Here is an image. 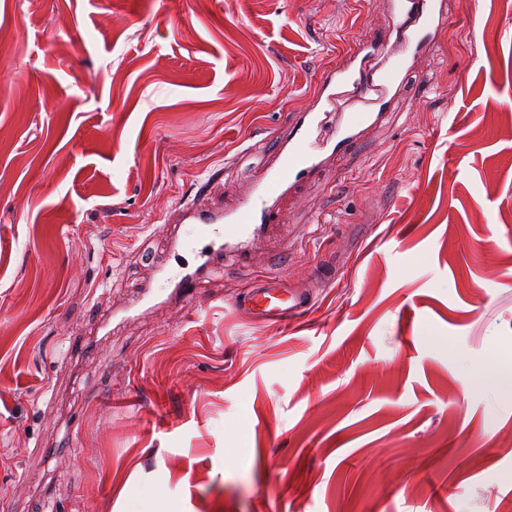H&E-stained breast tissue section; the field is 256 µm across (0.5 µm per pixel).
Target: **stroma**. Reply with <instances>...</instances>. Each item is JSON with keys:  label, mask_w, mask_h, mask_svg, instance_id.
<instances>
[{"label": "stroma", "mask_w": 512, "mask_h": 512, "mask_svg": "<svg viewBox=\"0 0 512 512\" xmlns=\"http://www.w3.org/2000/svg\"><path fill=\"white\" fill-rule=\"evenodd\" d=\"M396 110L209 303L112 332L165 212L272 143L385 0H0V512H495L512 494V0H446ZM336 267L306 318L245 286Z\"/></svg>", "instance_id": "1"}]
</instances>
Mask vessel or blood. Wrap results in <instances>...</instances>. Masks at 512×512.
<instances>
[{"instance_id":"1","label":"vessel or blood","mask_w":512,"mask_h":512,"mask_svg":"<svg viewBox=\"0 0 512 512\" xmlns=\"http://www.w3.org/2000/svg\"><path fill=\"white\" fill-rule=\"evenodd\" d=\"M388 4V28L404 45L405 55L393 59L371 80L353 82L349 79L353 70L363 67L368 57L382 53L385 44L365 31L343 48L337 62L322 72L309 106L287 113L272 145L262 150L259 169L235 205L194 200L171 208L162 225L168 250L174 255L193 250L196 260L176 271L158 265L153 278L140 287L138 309L116 311L115 320L127 321L133 312H146L168 298L184 305H201L206 299L201 291L204 283L225 268L252 266L264 241L273 233L285 232L279 215L297 187L318 180L336 155L351 149L367 130L385 119L393 108L402 73L440 37L448 21L444 0H388ZM348 83L359 94L375 93L374 106L350 113L342 126L321 143H314V131L322 129L328 107ZM334 278L332 268L312 270L309 288L302 289L278 276H267L250 282L238 305L251 318L287 324L305 315L314 302V289Z\"/></svg>"}]
</instances>
